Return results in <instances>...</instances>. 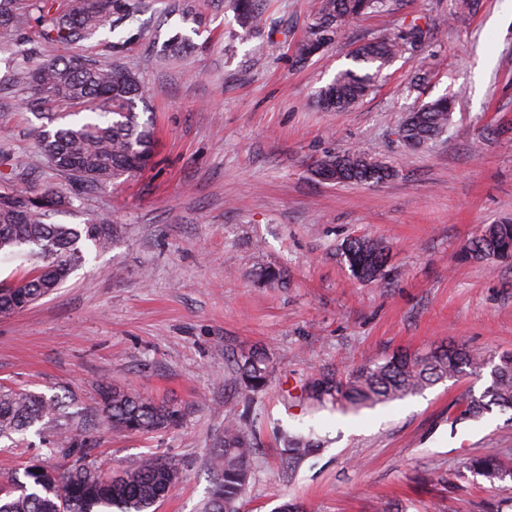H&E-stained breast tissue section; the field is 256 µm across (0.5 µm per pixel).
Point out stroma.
I'll return each mask as SVG.
<instances>
[{
    "mask_svg": "<svg viewBox=\"0 0 512 512\" xmlns=\"http://www.w3.org/2000/svg\"><path fill=\"white\" fill-rule=\"evenodd\" d=\"M145 0L135 20L77 44L18 52L25 32L0 33V173L27 167L26 185L66 192L58 224L103 217L118 233L52 295L0 316V384L70 393L97 408L116 385L181 411L150 434H92L106 469L158 455L177 464L176 488L156 512H201L209 456L230 409L247 410L258 444L243 512L283 498L305 512H512V482L468 468L495 451L512 458V419L460 418L488 378H447L401 400L354 410L319 403L322 378L440 343L484 356L512 352V262L466 259L477 229L512 219V0H389L351 21L304 62L296 45L320 0H261L265 24L245 31L234 0ZM430 26L424 50L395 58L374 90L344 112L321 90L355 64L364 41L412 19ZM80 56L142 77L136 112L156 128L154 164L127 180L79 187L41 158L33 110L5 82L13 66ZM423 75L410 89L414 75ZM456 98L450 130L408 148L398 132L413 108ZM358 148L396 169L370 184L319 180L316 161ZM384 240L382 276L357 281L343 256L351 238ZM280 279L263 278L266 270ZM264 349L270 387L243 391L234 356ZM313 435L319 453L287 463L280 430Z\"/></svg>",
    "mask_w": 512,
    "mask_h": 512,
    "instance_id": "stroma-1",
    "label": "stroma"
}]
</instances>
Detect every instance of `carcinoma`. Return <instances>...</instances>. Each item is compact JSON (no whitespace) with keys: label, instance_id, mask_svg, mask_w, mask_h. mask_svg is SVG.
<instances>
[{"label":"carcinoma","instance_id":"obj_1","mask_svg":"<svg viewBox=\"0 0 512 512\" xmlns=\"http://www.w3.org/2000/svg\"><path fill=\"white\" fill-rule=\"evenodd\" d=\"M387 0H322L310 24L308 39L298 44L295 58L304 62L333 44L346 23L375 12ZM144 0H0V29L28 30L44 44L78 43L98 28L131 18L141 12ZM242 27L255 29L263 21L256 0H237ZM427 30L417 20L392 36L362 43L355 50L359 63L374 72L344 71L322 89L319 104L341 111L367 95L373 81L398 55L426 43ZM9 81L21 86L36 104L65 101L90 112L108 116L106 121L58 124L66 118L49 113L48 123L37 130L41 152L51 166L87 186L110 183L140 173L152 157L155 128L139 122L136 102L142 99L139 75L120 64H99L82 57L50 59L34 69L18 68ZM453 100L439 97L424 104L402 125L399 136L410 147L420 148L438 136L450 123ZM337 170L344 183H380L395 171L367 153L348 151L329 155L315 166V174ZM25 172L15 166L9 184L0 188V251L29 248L35 266L20 288L0 286V315L19 312L56 290L84 260L83 245L97 251L112 244V225L96 220L69 226L54 224L52 216L68 203L58 191L35 193L17 186ZM387 245L381 240L354 238L343 251L353 276L371 282L387 261ZM465 257L488 260L512 259V222L484 224ZM491 368V383L478 397H470L460 412L463 418L479 419L497 407L512 412V355L499 358L472 354L458 345H439L425 352H401L381 362L352 371L346 383L318 381V401H344L356 407L400 400L436 382L466 373L478 379ZM234 370L245 389H267L270 361L262 349L234 359ZM179 411L166 402L105 387L95 416L74 409L65 395L46 396L30 390L0 386V439L25 440L29 431L40 438L42 454L63 463L49 467L40 462L24 467L17 477L0 486V512H155L157 503L177 483L178 468L161 457L148 456L136 465L112 473L102 472L91 459L95 448L91 429L103 422L117 433L152 432L177 424ZM256 432L252 422L233 411L224 421V437L210 456L212 488L203 512H241L251 479L249 468ZM282 451L290 459L311 452L300 435L281 434ZM468 468L494 486L512 481V464L496 452L470 460Z\"/></svg>","mask_w":512,"mask_h":512}]
</instances>
